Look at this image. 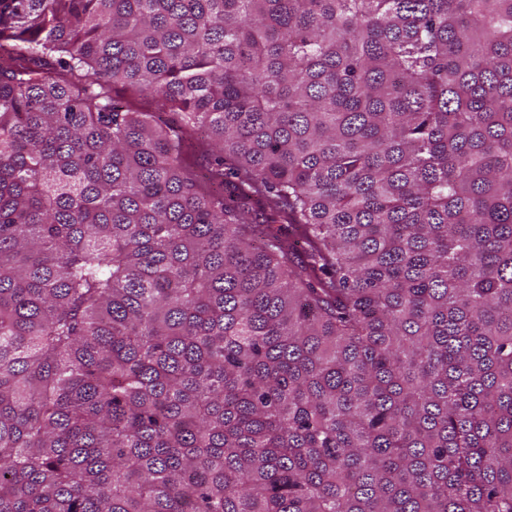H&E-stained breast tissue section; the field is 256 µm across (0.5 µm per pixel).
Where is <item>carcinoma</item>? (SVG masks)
<instances>
[{"label": "carcinoma", "instance_id": "carcinoma-1", "mask_svg": "<svg viewBox=\"0 0 512 512\" xmlns=\"http://www.w3.org/2000/svg\"><path fill=\"white\" fill-rule=\"evenodd\" d=\"M0 512H512V0H0Z\"/></svg>", "mask_w": 512, "mask_h": 512}]
</instances>
